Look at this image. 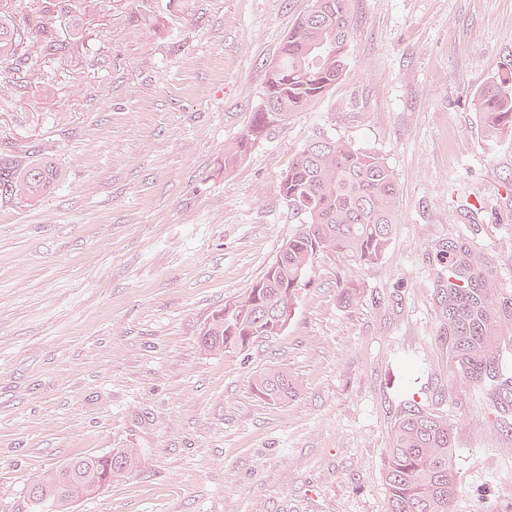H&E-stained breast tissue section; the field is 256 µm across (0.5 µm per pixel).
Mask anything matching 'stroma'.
<instances>
[{
  "mask_svg": "<svg viewBox=\"0 0 512 512\" xmlns=\"http://www.w3.org/2000/svg\"><path fill=\"white\" fill-rule=\"evenodd\" d=\"M306 6L69 0L47 22L68 54L0 86V151L66 172L0 206V512H30L46 470L113 448L136 465L75 512H387L408 398L454 428V512H512V440L450 369L437 294L454 240L512 298V138L473 105L512 58V0H352L343 80L225 169ZM320 137L393 169L389 248L370 265L321 255L281 335L201 349L294 234L280 176ZM278 367L298 395L264 402L252 380Z\"/></svg>",
  "mask_w": 512,
  "mask_h": 512,
  "instance_id": "1",
  "label": "stroma"
}]
</instances>
